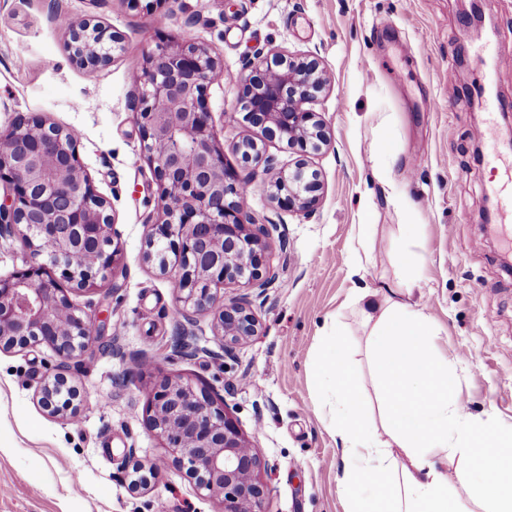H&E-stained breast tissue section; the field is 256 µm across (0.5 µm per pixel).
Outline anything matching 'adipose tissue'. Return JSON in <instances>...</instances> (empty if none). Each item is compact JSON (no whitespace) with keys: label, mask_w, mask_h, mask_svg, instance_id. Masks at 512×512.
<instances>
[{"label":"adipose tissue","mask_w":512,"mask_h":512,"mask_svg":"<svg viewBox=\"0 0 512 512\" xmlns=\"http://www.w3.org/2000/svg\"><path fill=\"white\" fill-rule=\"evenodd\" d=\"M356 301L372 324L381 423L356 390L341 330L322 335L314 364L328 427L341 444L346 512H460L452 477L476 491L482 512H512V426L465 412L453 361L437 354L423 310L380 299L370 287L358 289ZM454 459L450 476L444 466Z\"/></svg>","instance_id":"ef3b65f1"}]
</instances>
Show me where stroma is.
<instances>
[{
	"mask_svg": "<svg viewBox=\"0 0 512 512\" xmlns=\"http://www.w3.org/2000/svg\"><path fill=\"white\" fill-rule=\"evenodd\" d=\"M68 24H100L121 49L102 67L72 62ZM483 25L499 67L471 48L465 31ZM205 44L224 67L205 104L226 163L251 182L249 208L274 225L268 251L279 267L265 291L234 284L258 333L224 350L212 314L197 313V352L181 357L172 338L184 324L171 275L149 261L147 231L162 223V188L141 151L131 79L159 42ZM314 52L329 78L315 110L330 143L311 158L320 203L308 217L268 196L263 162L228 152L259 138L243 122L232 83L261 48ZM512 113V0H0V130L25 112L76 131L79 161L114 219V261L95 289L73 291L89 314L104 313L99 338L61 362L45 344L0 351V512H224L175 467L133 491L122 467L128 449L148 467L166 455L144 424L151 375L193 383L223 398L266 463L259 473L269 512H343V469L313 384L318 338L339 325L349 370L371 418H378L368 358L369 329L351 299L355 287L390 286L417 303L452 356L467 413L512 423V273L501 241L479 210L492 171L476 152L488 145L481 91ZM372 224L366 245L356 224ZM417 227L407 237L406 225ZM410 250L416 288L395 258ZM62 372L80 393V414L52 415L38 386Z\"/></svg>",
	"mask_w": 512,
	"mask_h": 512,
	"instance_id": "stroma-1",
	"label": "stroma"
}]
</instances>
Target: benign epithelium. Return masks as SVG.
Returning a JSON list of instances; mask_svg holds the SVG:
<instances>
[{
	"label": "benign epithelium",
	"mask_w": 512,
	"mask_h": 512,
	"mask_svg": "<svg viewBox=\"0 0 512 512\" xmlns=\"http://www.w3.org/2000/svg\"><path fill=\"white\" fill-rule=\"evenodd\" d=\"M119 44L100 25L70 27L69 52L81 66L105 65ZM224 81V67L202 43L156 47L136 82L133 108L143 149L162 186L167 219L148 232V258L161 272H174L183 315L209 311L227 344L258 332V321L238 302L219 293L227 283L260 288L277 276L262 256L273 224L259 223L242 191L245 181L228 167L215 144L204 100L209 83ZM243 121L263 137L284 142L301 156L290 169H275L255 140L230 150L250 162L265 159L275 171L271 199L304 216L319 200L318 173L305 157L328 139L326 124L312 105L327 88L318 57L259 50L234 78ZM78 135L45 119L17 112L0 131V181L9 185L0 202V237L18 234L31 248L26 268L0 277V349L50 346L69 360L97 340L95 319L75 306L74 290H90L113 263L114 233L106 202L95 194L77 154ZM61 270L51 275L36 262ZM147 407L146 425L166 444L165 464L185 471L197 489L219 496L224 512H268V489L258 478L265 461L229 416L224 400L186 381L158 378ZM42 408L78 417L79 394L61 373L46 376L38 390Z\"/></svg>",
	"instance_id": "7a95c632"
}]
</instances>
